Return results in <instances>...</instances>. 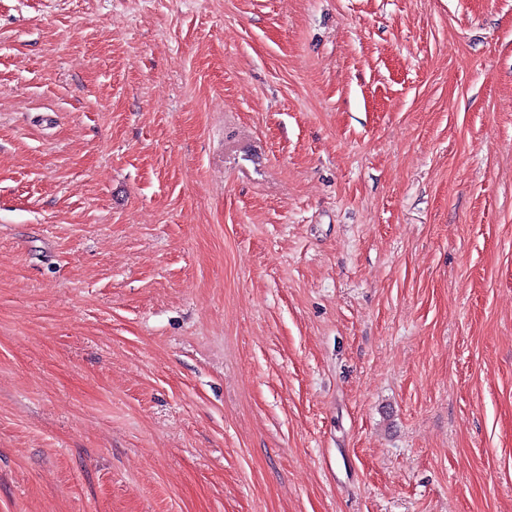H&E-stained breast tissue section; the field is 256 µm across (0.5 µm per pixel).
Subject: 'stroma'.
Returning <instances> with one entry per match:
<instances>
[{
	"label": "stroma",
	"mask_w": 512,
	"mask_h": 512,
	"mask_svg": "<svg viewBox=\"0 0 512 512\" xmlns=\"http://www.w3.org/2000/svg\"><path fill=\"white\" fill-rule=\"evenodd\" d=\"M0 512H512V0H0Z\"/></svg>",
	"instance_id": "35a3bbf8"
}]
</instances>
